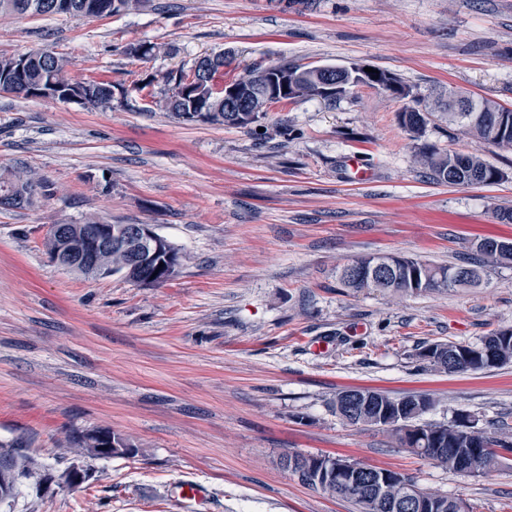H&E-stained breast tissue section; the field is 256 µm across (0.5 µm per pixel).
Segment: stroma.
<instances>
[{
	"label": "stroma",
	"mask_w": 512,
	"mask_h": 512,
	"mask_svg": "<svg viewBox=\"0 0 512 512\" xmlns=\"http://www.w3.org/2000/svg\"><path fill=\"white\" fill-rule=\"evenodd\" d=\"M139 41L159 53L129 59ZM42 48L117 94L100 112L0 93V170L25 166L51 186L33 208L0 210V444L23 442L44 475L20 482L0 512H357L284 469L288 451L351 457L474 512H512V468L465 477L331 408L356 386L430 394L432 422L465 412L482 428L512 424V363L445 374L417 358L429 343L512 328V268L401 299L335 277L362 254L456 263L482 237L512 241V150L436 116L451 87L512 108V0H145L93 20L0 16V56ZM211 52L233 59L222 83L282 60L358 63L411 96L358 87L332 103L272 105L241 129L180 121L160 106L161 84L140 86ZM407 105L431 115L422 140L399 124ZM424 143L480 155L504 178L436 183L417 161ZM352 156L366 180L355 181ZM94 217L155 225L182 249L180 274L139 288L53 264L47 226ZM98 428L135 454L90 461L81 486H58L75 461L68 434ZM186 480L204 496L180 500Z\"/></svg>",
	"instance_id": "1"
}]
</instances>
